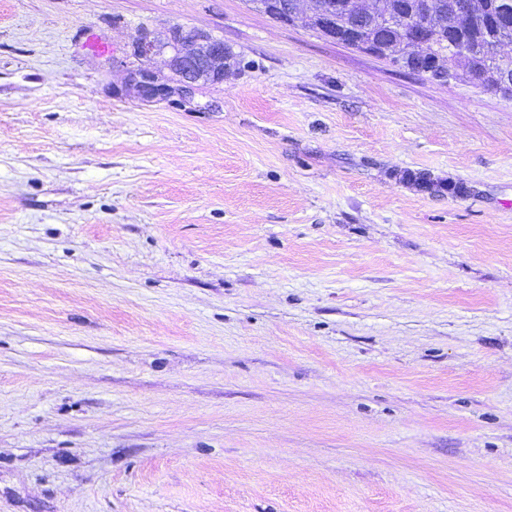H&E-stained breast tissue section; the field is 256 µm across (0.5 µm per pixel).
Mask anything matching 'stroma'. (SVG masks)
<instances>
[{
	"instance_id": "1",
	"label": "stroma",
	"mask_w": 512,
	"mask_h": 512,
	"mask_svg": "<svg viewBox=\"0 0 512 512\" xmlns=\"http://www.w3.org/2000/svg\"><path fill=\"white\" fill-rule=\"evenodd\" d=\"M175 23L247 61L219 111L120 95ZM0 512H512V99L249 0H0Z\"/></svg>"
}]
</instances>
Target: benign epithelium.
<instances>
[{
    "label": "benign epithelium",
    "instance_id": "1",
    "mask_svg": "<svg viewBox=\"0 0 512 512\" xmlns=\"http://www.w3.org/2000/svg\"><path fill=\"white\" fill-rule=\"evenodd\" d=\"M320 0H277L276 12L290 23L305 20L318 11ZM355 8L349 0H334L321 16L322 31L330 39L343 36L336 27V18ZM437 4L428 0L422 14L408 15L384 10L380 0H366L365 11L382 27H400L409 36V49L422 60L429 57L428 43L422 32L437 18ZM136 49L135 62L126 66L124 87L143 102L166 101L169 104L193 110H209L214 104L198 102L203 87L224 80V40L202 29H191L181 24L171 25L160 37L147 28L139 29L131 40ZM166 56L165 70L153 71L136 64L152 56Z\"/></svg>",
    "mask_w": 512,
    "mask_h": 512
}]
</instances>
